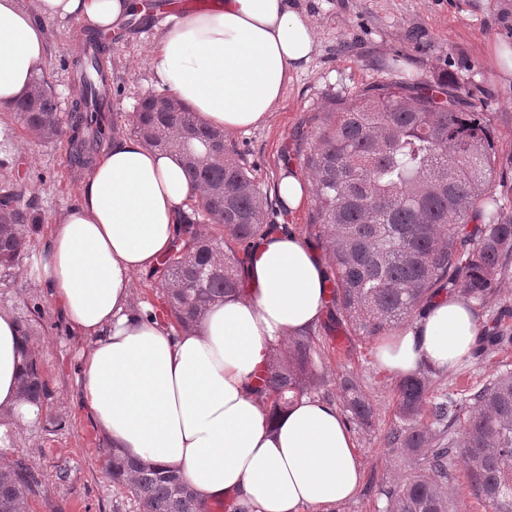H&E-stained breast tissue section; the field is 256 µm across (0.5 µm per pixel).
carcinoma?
Masks as SVG:
<instances>
[{
  "label": "carcinoma",
  "mask_w": 512,
  "mask_h": 512,
  "mask_svg": "<svg viewBox=\"0 0 512 512\" xmlns=\"http://www.w3.org/2000/svg\"><path fill=\"white\" fill-rule=\"evenodd\" d=\"M75 61L77 94L68 118L58 112L53 87L36 76L13 108L36 139L66 137L70 159L92 162L95 148L116 131L108 112L105 55L96 35ZM133 133L147 145L178 154L199 196L184 215L171 250L147 275L162 286L156 311L178 330L196 326L210 307L247 295L249 253L284 224L269 221L273 204L224 131L198 121L183 104L145 98ZM498 150L486 113L456 86L379 82L333 100L304 155L316 207L310 227L328 260V301L320 330L288 337L254 374V391L273 417L305 395L329 397L318 371L322 339L335 334L375 340L411 322L442 293L457 291L485 307L501 297L512 262V222L479 207L492 197L490 175ZM36 216L18 192L0 196V267L23 255ZM512 344L495 317L482 326L474 354ZM22 395L44 402L47 382L39 362L25 356ZM443 372L423 367L394 386L395 421L382 436L396 455L400 481L375 490L383 512H452L448 485L455 464L467 471L471 494L489 512H512V370L492 376L457 398L439 390ZM339 407L364 432L374 406L353 373L336 383ZM112 482L138 512H211L180 474L101 449ZM37 479L22 459L0 456V512H29Z\"/></svg>",
  "instance_id": "1"
}]
</instances>
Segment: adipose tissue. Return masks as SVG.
<instances>
[{
	"mask_svg": "<svg viewBox=\"0 0 512 512\" xmlns=\"http://www.w3.org/2000/svg\"><path fill=\"white\" fill-rule=\"evenodd\" d=\"M133 0H0V111L30 87L48 51L43 20L75 18L119 29ZM294 0H214L161 29L151 48L158 84L206 125L234 134L267 123L289 73L316 52ZM196 191L180 158L114 136L86 178L78 205L51 226L38 281L86 340L80 398L107 447L179 468L200 502L232 499L235 512H330L358 493L355 437L336 405L301 398L270 418L251 377L285 338L314 329L326 310L327 272L298 233L259 241L245 269L248 296L210 309L198 329L174 332L132 303V278L152 271ZM475 302L451 293L377 348L394 376L448 371L480 332ZM20 327L0 310V408L20 424L39 404L21 398Z\"/></svg>",
	"mask_w": 512,
	"mask_h": 512,
	"instance_id": "1",
	"label": "adipose tissue"
}]
</instances>
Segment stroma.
<instances>
[{
  "instance_id": "obj_1",
  "label": "stroma",
  "mask_w": 512,
  "mask_h": 512,
  "mask_svg": "<svg viewBox=\"0 0 512 512\" xmlns=\"http://www.w3.org/2000/svg\"><path fill=\"white\" fill-rule=\"evenodd\" d=\"M313 25L318 50L304 70L292 73L270 121L229 135L243 153L268 198H275L279 171L285 162L302 167L295 148L299 128L317 126L332 98H345L379 80L452 82L489 117L497 143L494 196L504 217L512 218V78L499 77L492 47H512V0H296ZM48 54L42 67L52 82L61 113L72 100L71 61L82 42L84 27L76 20L46 24ZM156 24L147 21L113 36L108 66L112 79V111L117 132L130 135L137 104L156 85L149 51ZM0 194L22 191L24 204L40 222L30 234L29 254L14 268L0 269V308L28 321L30 345L40 360L50 389L46 415L65 426L47 433L42 422L11 425L4 452L25 459L38 486L30 497L32 512H134L125 490L105 475L100 433L82 406L77 386L84 340L72 336L49 291L33 276L30 255L44 244L49 226L80 201L87 169L72 164L66 142H32L14 113L0 112ZM41 318H33L32 306ZM512 369V346L470 358L450 371L441 387L456 394L481 387L496 373ZM320 371L335 381L352 372L375 406V430L356 432L363 458V489L355 499L331 512H377L371 487L391 482L400 472L396 456L385 454L382 435L394 418L395 378L381 371L376 345L355 342L351 351L331 349Z\"/></svg>"
}]
</instances>
